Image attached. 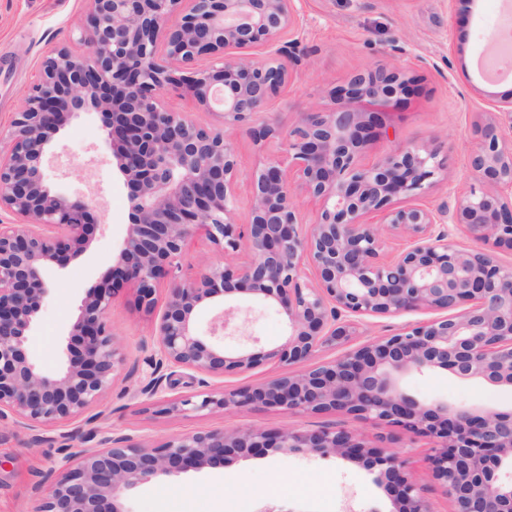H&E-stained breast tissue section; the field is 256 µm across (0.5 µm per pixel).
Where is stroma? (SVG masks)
I'll list each match as a JSON object with an SVG mask.
<instances>
[{
    "label": "stroma",
    "instance_id": "1",
    "mask_svg": "<svg viewBox=\"0 0 512 512\" xmlns=\"http://www.w3.org/2000/svg\"><path fill=\"white\" fill-rule=\"evenodd\" d=\"M502 0H473L468 7L452 0H304L297 34L302 60L297 76L271 102L267 112L252 123L230 129L241 175L250 174L267 156H283L281 139L256 144L251 127L271 122L280 131L297 125L312 106H332L330 90L352 75L380 62L405 71L413 84L401 102L384 115L385 134L361 155L372 162L398 147L434 141L444 170L425 197L436 206L452 202L476 183L470 167L475 125L487 109V96L512 93V80L486 83L474 68V59L492 40ZM86 0H0V127H8L14 112L35 81L42 57L53 47L85 52L79 37L86 24ZM100 116L70 120L53 137L46 160L50 184L63 192L79 193L94 203L96 222L90 226L86 252L47 275L53 286L28 338L27 351L40 369L54 373L61 361L87 288L105 281L115 263L129 224L128 189L104 142ZM245 252L224 253L203 237L189 241L178 262L183 278H194L203 263L236 266ZM235 302L248 320L234 335L225 337L226 349L252 343L274 347L284 342L287 328L277 305L248 294ZM428 310L395 317L353 319L344 344L322 348L315 356L321 364L344 349L386 336L398 328L431 318ZM113 332L124 345L127 361L117 372L111 390L94 408L98 424L128 434L152 448L173 436L211 429H237L251 425L268 428L295 426L357 427L372 446L407 459L417 483L424 488L434 512H454V504L437 489L426 458V440L387 422H356L344 413L298 414L258 405L216 409L199 416L163 413L159 400L206 392L257 386L282 373L272 363L224 378L175 368L157 396L142 387L160 357L153 324L135 303L132 289L121 290L108 310ZM403 388L423 401L449 400L493 409L512 407V390L451 373H412ZM88 425L75 421L65 427L31 430L7 417L0 420V512H30L33 484L47 471L48 459L63 444L81 449L96 447ZM378 468L359 462L323 458L305 451L260 452L230 459L215 469L188 471L154 479L131 491V512H244L247 504L271 500L289 504L295 512H394V490L377 481Z\"/></svg>",
    "mask_w": 512,
    "mask_h": 512
}]
</instances>
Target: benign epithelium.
Returning <instances> with one entry per match:
<instances>
[{
    "label": "benign epithelium",
    "instance_id": "benign-epithelium-1",
    "mask_svg": "<svg viewBox=\"0 0 512 512\" xmlns=\"http://www.w3.org/2000/svg\"><path fill=\"white\" fill-rule=\"evenodd\" d=\"M301 0H88L80 40L87 51L62 47L42 61L36 82L0 133V418L31 428L55 427L85 414L112 387L126 354L107 321L111 300L130 284L148 316L156 290L168 296L155 320L161 354L142 393L155 395L166 377L160 366L212 377L248 372L264 363L290 366L348 336L350 317H393L431 310L439 316L405 325L344 351L334 361L275 377L259 386L213 389L170 399L165 410L189 415L262 405L298 413L342 412L357 421H386L430 440L428 464L455 512H512V408L487 409L423 402L402 377L450 371L461 379L512 388V96L490 98L476 124L471 167L477 185L431 208L421 202L441 170L431 142L397 148L367 164L366 145L383 133L384 110L410 87L400 69L380 65L332 91L334 108L315 107L281 134L252 128L258 144L283 135L285 158L269 157L248 176L251 221L235 220L241 174L228 129L263 112L289 83L301 59L287 40ZM268 48L256 60L246 49ZM183 89L215 111L222 127L206 128L162 102ZM104 118L113 162L130 189V220L106 282L87 291L57 373L46 375L26 343L50 294L44 280L87 250L91 202L54 190L42 163L49 133L89 110ZM318 204L315 221L300 219L296 191ZM449 224L473 241L448 240ZM406 246L383 255L385 237ZM222 252L245 250L236 269L206 264L193 279L177 258L195 236ZM276 303L288 340L255 352L224 348L239 308L233 294ZM206 304L222 309L199 334ZM99 447L62 448L34 484L32 512H130L125 502L139 484L223 465L230 456L303 448L345 460H367L397 492L398 512H433L404 471L408 462L370 447L346 426L278 429L252 425L176 435L147 448L127 434L95 427Z\"/></svg>",
    "mask_w": 512,
    "mask_h": 512
}]
</instances>
